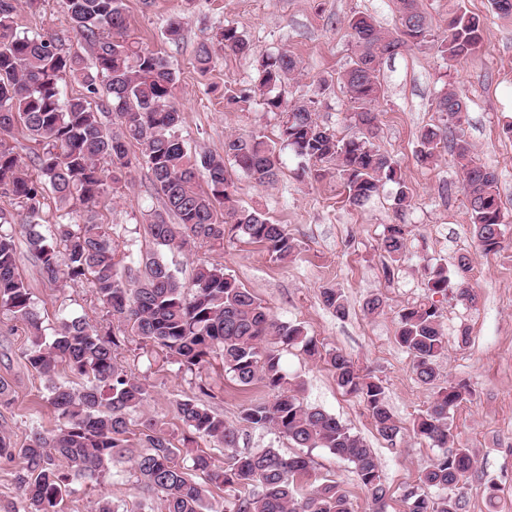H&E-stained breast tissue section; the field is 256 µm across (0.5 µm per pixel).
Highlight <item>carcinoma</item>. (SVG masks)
I'll list each match as a JSON object with an SVG mask.
<instances>
[{
	"label": "carcinoma",
	"instance_id": "cac0c4a2",
	"mask_svg": "<svg viewBox=\"0 0 512 512\" xmlns=\"http://www.w3.org/2000/svg\"><path fill=\"white\" fill-rule=\"evenodd\" d=\"M397 2L400 27L393 31L377 27L367 16L348 19L353 56L340 81L352 103L353 136H338L316 121L308 105H290L277 92L300 70V61L288 52L263 57L260 86L265 108L279 115L281 143L308 162L335 163L349 205L364 206L387 181L397 186L393 205L401 212L410 206V188L398 163L374 143L379 129L374 105L382 96L380 65L400 48L427 43L450 61L466 60L482 50L483 27L478 16L460 12L436 35L418 0ZM64 5L80 37L75 49L63 47L50 34L20 29L15 0H0V193L12 197L23 217L16 224L12 214L0 212V313L27 334L20 356L46 380L47 402L58 421L52 430H34L21 448L0 435V462L19 461L14 478L21 499L12 504L13 512H62L73 481L96 483L126 455L144 492L157 498L160 512H223L210 502L204 486L188 477L189 469L234 491L230 512H352L334 480L325 479L306 496H297V482L312 468L308 455L286 456L272 446L237 452L238 428L197 397L175 401L174 411L185 428L180 447L160 420L133 422L149 391L122 364L127 336L160 348L185 372L218 360L238 385L262 384L273 399L249 405L241 421L270 429L296 448H326L348 461L375 512H386L389 487L372 449L335 416L301 401L268 337L325 362L337 385L360 399L379 435L392 444L401 427L382 384L361 374L345 353L325 348L304 327L276 322L221 262L199 263L188 289L160 255L163 248L216 251L226 237L238 236L264 246L277 260L288 259L296 251L294 238L262 212L236 204L229 172L235 166L256 184L273 185L280 175L275 146L260 134H231L221 155L190 152L174 105L175 72L159 52L129 38L124 0H64ZM216 40L234 53L251 51L232 26L221 29ZM195 59L201 72L209 71L212 45L200 44ZM99 81L112 101L110 112L91 102ZM72 82L82 84L87 95L66 96ZM465 110L464 98L453 88L442 90L435 100V111L450 123L460 121ZM18 131L39 146L27 162L11 144ZM418 140L417 160L422 164L433 162L439 145L446 143L463 173L474 239L486 254L501 250L504 213L497 171L479 162L468 141L449 139L440 127L423 129ZM132 143L141 146V157L130 154ZM141 163L163 199V210L150 213L144 224L150 248L127 255L131 265L126 266L113 226L100 217L98 206L118 193L127 173ZM50 199L55 204L51 220L45 217ZM407 235L404 224L387 226L381 247L391 262L405 256ZM21 237L44 283L65 280L91 289L105 312L99 324L71 315L46 336L31 289L19 272ZM449 287L448 271L439 265L428 282L431 295L399 312L395 340L413 356L418 379L436 389L430 406L415 419L413 432L440 449L405 491V512H461L462 491L476 464L473 450L458 441L453 427L465 386H436L435 365L447 344L442 309L433 296H448ZM321 300L336 315H346L342 292L325 288ZM61 370L76 381H58ZM198 438L230 451L227 466L200 452L185 466L183 449Z\"/></svg>",
	"mask_w": 512,
	"mask_h": 512
}]
</instances>
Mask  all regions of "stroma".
<instances>
[{"label": "stroma", "instance_id": "1", "mask_svg": "<svg viewBox=\"0 0 512 512\" xmlns=\"http://www.w3.org/2000/svg\"><path fill=\"white\" fill-rule=\"evenodd\" d=\"M130 34L136 41L160 52L177 77L175 105L182 117L186 146L196 153H223L224 137L261 133L277 139L279 119L266 111L259 86V60L285 51L297 57L302 68L286 83L288 102L308 104L319 123L339 134L352 132L351 104L337 77L349 64L352 47L348 19L368 15L380 27L395 29V0H124ZM434 32H441L458 9L479 15L484 21L483 49L469 59L451 61L435 46L412 47L385 60L379 79L384 95L376 103L379 134L376 145L398 161L412 191L403 214L392 206L395 190L385 184L365 206L347 202L343 182L334 165L324 167L320 178L305 174L306 163L286 148H277L281 174L275 185L261 187L242 172H234L236 200L255 208L273 223L286 225L297 243L286 260L273 258L263 247L239 238L224 242L221 261L227 273L270 309L274 318L303 326L326 347L349 354L362 374L385 388L392 413L401 427L395 443L376 431L363 404L340 389L332 371L310 360L296 348L281 351L290 380L299 383L304 403L336 415L363 437L380 462L390 489L386 512H403V494L415 485L419 471L438 455V448L416 436L413 422L430 405L434 391L423 385L413 370V357L395 341L398 313L405 305L428 293L434 265L454 268L460 255H468L471 269L464 285L476 294L473 305L458 299H441L443 329L448 352L437 364V385L462 382L471 394L454 414L460 440L473 448L478 471L466 488L465 512H488L486 488H499L498 512H512V15L498 14L490 0H419ZM180 17L184 23L179 43L164 36L166 21ZM18 22L29 31L47 32L64 47L77 44L62 0H39L34 8H20ZM237 28L252 45L249 55L216 50L208 72L196 68L199 43L211 41L218 28ZM329 89H321L322 81ZM453 86L464 97L467 110L452 125L454 136L470 142L480 162L499 174V194L505 215V243L496 253H483L473 238L462 193V171L450 153L436 164L416 160L422 128L442 124L434 109L437 95ZM248 93L241 109L224 108L225 90ZM163 201L153 189L146 169H134L128 189L99 208L113 224L115 238L124 242L143 238L145 216L161 209ZM405 224L409 253L392 274H385L389 258L380 242L387 225ZM19 272L32 288L46 326L60 315L75 312L99 321L102 311L89 288L61 282L42 284L29 257H22ZM339 289L347 300L345 316H336L320 297L322 289ZM377 295L384 304L370 315L362 305ZM468 334L467 346H459L460 334ZM24 331L13 330L0 315V381L8 384L14 403L0 408V433L22 446L34 428L55 425L45 401L43 378L19 358L26 343ZM127 365L150 391L143 408L149 416L164 419L171 440H179L181 421L174 413L175 400L198 393L199 382L211 389L207 405L226 422L239 425L240 450L274 446L293 453V446L267 429L240 426L245 408L258 400H271L262 385L239 387L214 361L193 372L158 359L136 358L134 344L123 350ZM313 461L309 481L298 485L306 495L310 481L333 479L351 503L352 512H372L373 504L351 465L323 448L308 451ZM117 505H132L144 497L143 488L129 462H121L98 485L74 482L63 502L64 512H94L100 498Z\"/></svg>", "mask_w": 512, "mask_h": 512}]
</instances>
